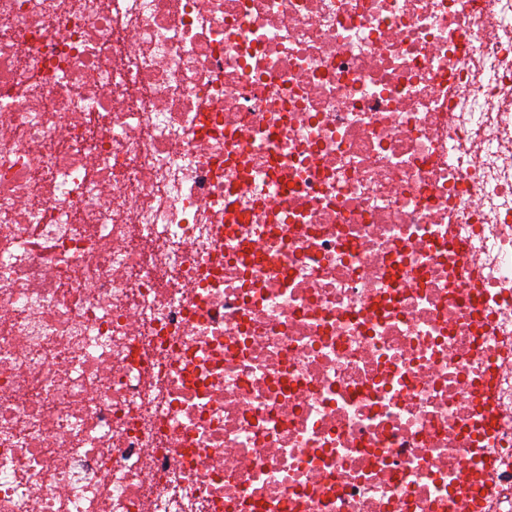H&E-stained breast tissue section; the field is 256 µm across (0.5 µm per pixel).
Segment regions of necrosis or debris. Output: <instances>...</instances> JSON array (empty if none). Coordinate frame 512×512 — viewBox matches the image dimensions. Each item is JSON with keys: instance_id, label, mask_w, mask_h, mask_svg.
I'll return each mask as SVG.
<instances>
[{"instance_id": "4bbe7bcc", "label": "necrosis or debris", "mask_w": 512, "mask_h": 512, "mask_svg": "<svg viewBox=\"0 0 512 512\" xmlns=\"http://www.w3.org/2000/svg\"><path fill=\"white\" fill-rule=\"evenodd\" d=\"M0 512H512V0H0Z\"/></svg>"}]
</instances>
